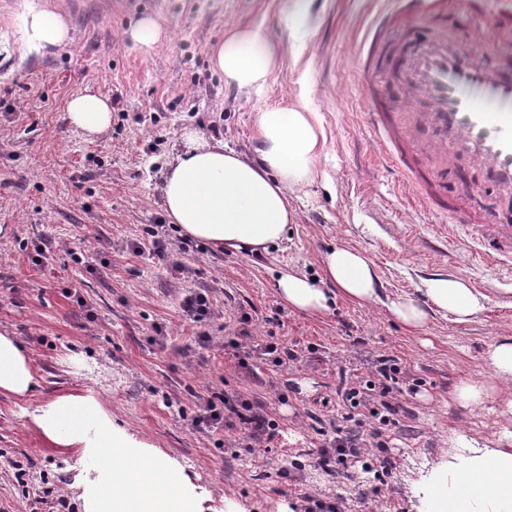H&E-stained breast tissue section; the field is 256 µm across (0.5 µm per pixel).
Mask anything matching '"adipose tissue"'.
Returning <instances> with one entry per match:
<instances>
[{
	"mask_svg": "<svg viewBox=\"0 0 512 512\" xmlns=\"http://www.w3.org/2000/svg\"><path fill=\"white\" fill-rule=\"evenodd\" d=\"M16 25L24 43L38 51L71 40L63 17L36 5L19 14ZM211 62L227 83L253 89L274 74L279 53L260 29L233 27L212 48ZM67 116L71 126L95 137L110 128L112 103L83 93L69 100ZM257 144L250 158L223 142H209L199 132H186L163 179V206L170 222L185 236L216 249L257 252L282 242L296 220L289 198L315 180L325 137L314 114L297 103L262 113ZM322 266L317 281L291 272L280 275L278 292L290 309L322 314L340 296L359 305L380 302L376 267L366 253L335 246L324 253ZM425 291L438 311L452 313L460 322L481 313L488 301L455 278L432 279ZM488 366V379L457 381L451 393L456 404L480 407L499 387L512 384V336L499 337L491 346ZM38 386L25 349L9 332H0V393L27 399ZM27 417L52 447L77 450L93 461V470L76 478L83 512H199L198 496L184 470L146 440L115 425L97 393L59 395L33 407ZM495 441L491 448L452 432L450 446L464 449L468 463H438L424 489L428 512H512V428L502 427Z\"/></svg>",
	"mask_w": 512,
	"mask_h": 512,
	"instance_id": "obj_1",
	"label": "adipose tissue"
}]
</instances>
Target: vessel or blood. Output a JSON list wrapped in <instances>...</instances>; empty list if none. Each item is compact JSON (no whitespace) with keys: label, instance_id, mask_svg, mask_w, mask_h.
<instances>
[{"label":"vessel or blood","instance_id":"vessel-or-blood-1","mask_svg":"<svg viewBox=\"0 0 512 512\" xmlns=\"http://www.w3.org/2000/svg\"><path fill=\"white\" fill-rule=\"evenodd\" d=\"M390 2L371 18L352 60L366 82L369 141L399 171L421 223L447 219L465 252L512 269V72L486 59L512 55V0ZM438 13L466 18L492 43H457L432 27ZM414 102L423 111H410ZM459 158L487 177L497 208H475L449 189Z\"/></svg>","mask_w":512,"mask_h":512}]
</instances>
